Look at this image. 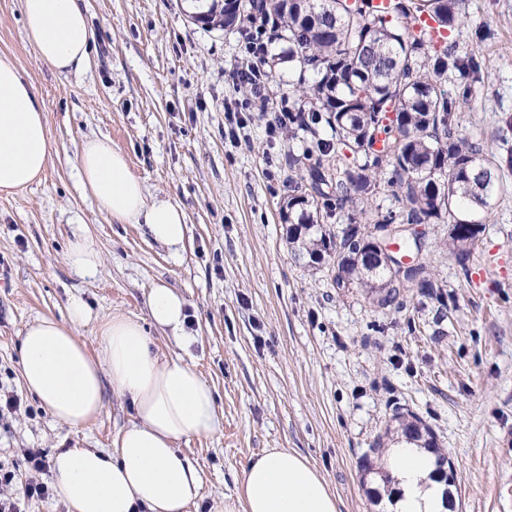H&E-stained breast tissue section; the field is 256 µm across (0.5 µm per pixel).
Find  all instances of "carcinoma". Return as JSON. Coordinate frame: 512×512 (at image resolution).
<instances>
[{
    "mask_svg": "<svg viewBox=\"0 0 512 512\" xmlns=\"http://www.w3.org/2000/svg\"><path fill=\"white\" fill-rule=\"evenodd\" d=\"M191 18L213 29H241L261 22L274 39L288 44V79L294 96L288 108V137H302V153L289 159L295 175L281 215L289 239L313 264L332 261L340 290H360L381 310L399 309L406 293L425 281L426 267L406 271L401 283L387 271L370 272L365 248L384 224L394 240L423 251L422 237L408 238L409 224H448V249L467 258L480 223L466 211L484 212L504 189L503 158L460 134L462 106L480 61L458 54L447 34L467 20L465 0H189ZM431 20L435 27L426 25ZM460 82L452 94L448 73ZM325 124L330 135L320 134ZM392 189L398 206L374 205ZM346 218L341 237L324 229V219ZM398 432L419 448L437 449L433 429L416 414L394 415ZM391 430L377 436L363 459L364 471L386 451Z\"/></svg>",
    "mask_w": 512,
    "mask_h": 512,
    "instance_id": "1",
    "label": "carcinoma"
}]
</instances>
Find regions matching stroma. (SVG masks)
<instances>
[{"mask_svg": "<svg viewBox=\"0 0 512 512\" xmlns=\"http://www.w3.org/2000/svg\"><path fill=\"white\" fill-rule=\"evenodd\" d=\"M79 4L93 33L90 62L61 74L29 43L20 0H0V55L34 85L51 142L42 181L0 196V393L20 401L0 414V469L15 474L0 494L50 484V470H31L25 450H109L131 415L110 395L83 433L56 422L21 380L26 325L67 320L70 299L82 297L93 319L77 334L93 351L98 319L119 308L147 320V296L162 283L188 302L194 341L183 354L224 413L220 431L180 444L202 475L193 512H224L249 459L266 448L307 456L340 512H386L360 464L403 407L432 425L453 463L456 512H512V171L479 215L466 265L440 247L448 225H427L421 258L444 302L414 290L402 309H373L288 242L280 207L301 143L274 130L272 113L242 108L252 96L237 78L244 33L193 22L186 0ZM467 5L469 22L450 40L482 69L463 124L503 154L512 149L503 122L512 117V0ZM90 135L111 139L148 195L181 205L183 247L108 221L78 177L76 153ZM78 234L100 252L90 276L66 260Z\"/></svg>", "mask_w": 512, "mask_h": 512, "instance_id": "stroma-1", "label": "stroma"}]
</instances>
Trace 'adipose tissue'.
Here are the masks:
<instances>
[{
    "instance_id": "adipose-tissue-1",
    "label": "adipose tissue",
    "mask_w": 512,
    "mask_h": 512,
    "mask_svg": "<svg viewBox=\"0 0 512 512\" xmlns=\"http://www.w3.org/2000/svg\"><path fill=\"white\" fill-rule=\"evenodd\" d=\"M26 34L39 58L58 73L83 68L92 32L77 0H21ZM51 153L46 110L25 74L0 57V194L41 181ZM82 187L115 224L144 225L170 248L186 237L185 213L167 197H147L126 156L110 139L86 138L77 150ZM187 302L165 285L148 297L151 323L115 310L97 325L100 346L89 352L76 334L91 313L80 297L69 318L40 317L21 344V376L57 420L81 433L103 411L105 392L132 414L112 450L64 448L53 461V483L70 512H190L202 487L181 441L219 431L224 414L211 387L181 354ZM171 333L178 353L158 352L151 329ZM394 512H453L431 452L402 442L389 448ZM224 512H339L322 472L301 452L266 448L250 458L234 501Z\"/></svg>"
}]
</instances>
